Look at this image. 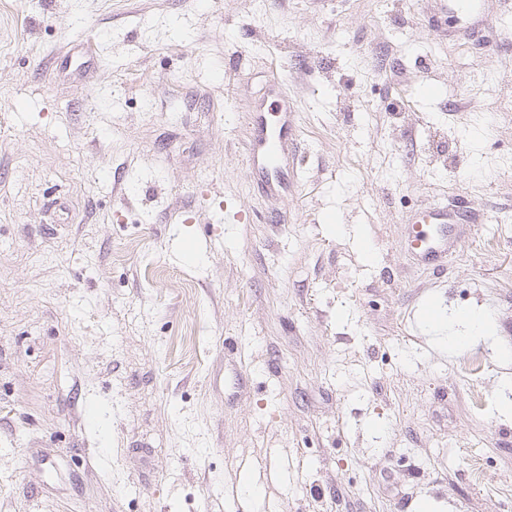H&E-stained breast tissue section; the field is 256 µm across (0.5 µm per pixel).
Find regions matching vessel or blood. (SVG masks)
<instances>
[{"mask_svg":"<svg viewBox=\"0 0 512 512\" xmlns=\"http://www.w3.org/2000/svg\"><path fill=\"white\" fill-rule=\"evenodd\" d=\"M272 106L257 107L248 114L249 139L246 167L251 182L267 196L296 193L299 187L295 162L298 125L297 107L288 88L277 85ZM463 205L434 202L406 215L403 246L419 264H434L458 242L456 231L463 224Z\"/></svg>","mask_w":512,"mask_h":512,"instance_id":"b4317fda","label":"vessel or blood"}]
</instances>
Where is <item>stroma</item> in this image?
Segmentation results:
<instances>
[{"label": "stroma", "instance_id": "35a3bbf8", "mask_svg": "<svg viewBox=\"0 0 512 512\" xmlns=\"http://www.w3.org/2000/svg\"><path fill=\"white\" fill-rule=\"evenodd\" d=\"M447 2L0 0V512H512V0ZM461 196L415 267L402 216ZM272 95V106L260 105L248 113L246 167L259 191L280 197L296 193L299 187L295 162L297 106L286 84L276 85Z\"/></svg>", "mask_w": 512, "mask_h": 512}]
</instances>
